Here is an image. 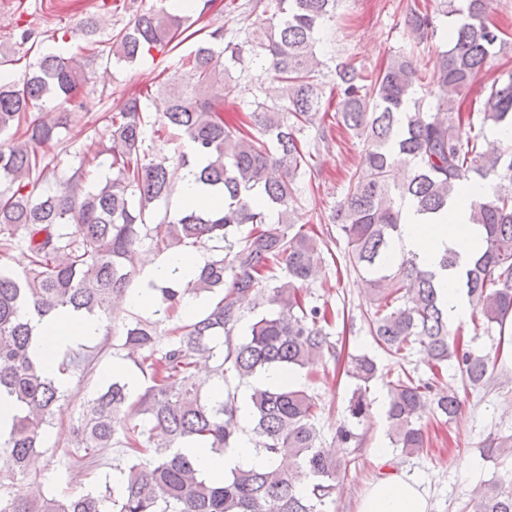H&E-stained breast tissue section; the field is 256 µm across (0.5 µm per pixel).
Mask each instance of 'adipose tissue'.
I'll use <instances>...</instances> for the list:
<instances>
[{
	"mask_svg": "<svg viewBox=\"0 0 512 512\" xmlns=\"http://www.w3.org/2000/svg\"><path fill=\"white\" fill-rule=\"evenodd\" d=\"M486 185L467 187L461 197L449 202L444 215L429 218L412 205H404L402 235L396 253L416 256L425 269L435 272L438 297L450 324L467 319L471 312L469 301L459 286L460 269L445 270L440 266L442 255L455 251L461 262H468L476 252L481 231L469 221L470 199L483 195ZM202 264L201 256L193 251L169 253L158 259H148L147 279L163 283L176 277L185 278ZM99 322L83 314L59 311L46 317L37 327L33 350L45 363L50 374H57L56 358L65 347L100 336ZM204 477L214 483L223 482L231 469L239 464L265 466L267 460L253 445L250 437L241 436L237 444L225 453L207 448L190 449ZM426 489L405 473H394L372 483L363 494L358 512H430Z\"/></svg>",
	"mask_w": 512,
	"mask_h": 512,
	"instance_id": "adipose-tissue-1",
	"label": "adipose tissue"
}]
</instances>
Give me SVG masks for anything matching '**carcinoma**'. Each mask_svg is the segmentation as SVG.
Returning a JSON list of instances; mask_svg holds the SVG:
<instances>
[{
  "mask_svg": "<svg viewBox=\"0 0 512 512\" xmlns=\"http://www.w3.org/2000/svg\"><path fill=\"white\" fill-rule=\"evenodd\" d=\"M343 0H253L270 13L267 28L224 41V31L179 58L182 81L168 90L161 111H147L132 96L102 116L111 175L94 180L89 165L61 168V130L82 108L78 90L88 84L73 58L39 57L20 82L0 81V246L18 241L29 253L22 275L0 269V395L18 408L9 436L0 439V512H330L341 463L320 448L318 404L306 387L251 386V432L270 461L265 468L237 466L224 484L199 476L183 448L224 451L242 429L238 393L227 376L249 383L272 366L303 370L313 379L326 358L338 359L325 327L333 311L305 301L301 288L325 263L317 232L296 227L299 184L314 178V155L328 140L327 117L364 152L344 200L331 215L346 241L345 266L367 285L373 312L369 333L395 363L389 382L387 435L414 454L426 447L423 418L455 416L461 399L440 388L437 371L453 363L466 386H484L496 360L472 351L465 329H451L434 273L413 255L386 262L401 233V205L437 215L464 185L487 182L491 193L470 200V221L482 243L466 264L460 288L472 306L473 331L499 329L512 318V143L490 139L486 127L512 124V74L484 86L473 112L467 92L490 61L507 49L506 34L488 20L492 0H407L403 36L410 47L437 36L442 20L459 17L448 32L436 71L417 66L409 52L391 57L377 72L349 61L335 63L336 114L329 115L319 82L327 67L316 53L317 35L338 19ZM190 17L164 8L139 14L111 35L106 63L130 64L153 49L175 50L190 31ZM265 51L271 76L257 86L254 108L238 123L207 94L224 58V73L245 72L254 46ZM428 90L430 102L419 95ZM49 120L27 114L33 107ZM192 150L169 156L155 141L171 135ZM56 188L43 187L47 153ZM195 171L197 180L223 192L217 210L185 206L153 222L150 205L175 193L169 165ZM250 226L248 231L243 227ZM150 242L159 251L203 247L209 256L187 281L148 283L165 318L185 296L205 295L199 315L171 329L160 346L156 324L124 325L121 347L146 373L145 384L116 378L83 404L74 427L79 460L103 448L130 450L115 485L103 492L47 495L34 463L63 394L33 354L32 317L67 309L110 322L112 303L135 273V255ZM262 305L268 309L236 332ZM426 351L432 377L404 366L413 345ZM211 362L200 380L195 368ZM376 361L351 357L347 375L357 381L349 418L360 423L371 403ZM145 418L147 428L130 416ZM512 459V435L484 449ZM472 512H512V479L484 485Z\"/></svg>",
  "mask_w": 512,
  "mask_h": 512,
  "instance_id": "cac0c4a2",
  "label": "carcinoma"
}]
</instances>
